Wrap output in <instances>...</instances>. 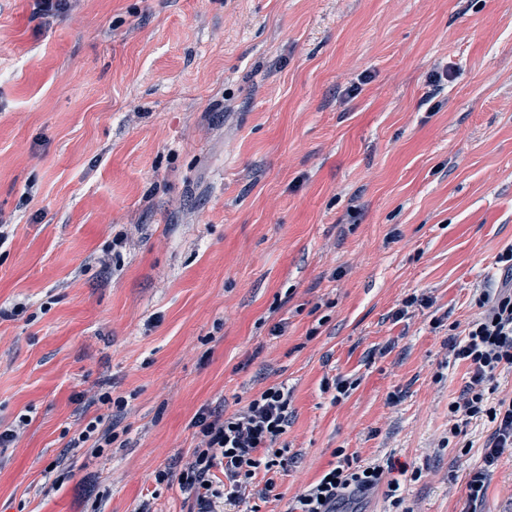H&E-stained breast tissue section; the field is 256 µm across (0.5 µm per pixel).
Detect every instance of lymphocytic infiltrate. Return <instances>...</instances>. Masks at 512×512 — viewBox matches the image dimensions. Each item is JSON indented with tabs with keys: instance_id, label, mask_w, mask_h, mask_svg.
Instances as JSON below:
<instances>
[{
	"instance_id": "f902f5d3",
	"label": "lymphocytic infiltrate",
	"mask_w": 512,
	"mask_h": 512,
	"mask_svg": "<svg viewBox=\"0 0 512 512\" xmlns=\"http://www.w3.org/2000/svg\"><path fill=\"white\" fill-rule=\"evenodd\" d=\"M503 277L496 289H482L476 304L480 317L461 333L452 334L448 349L455 362L467 363L469 380L459 398L448 406V435H465L470 424L487 421L493 430L483 444L482 463L467 481V501L476 503L485 495L494 465L512 450V398L490 401V383L496 373L512 368V244L497 256ZM287 385L264 389L247 406L226 416L199 410L191 421L201 437L193 459L178 477L192 502L191 512H217L219 501L236 502L259 471L278 466L285 452L280 440L290 417ZM386 486V497L395 512H411L404 504L399 480H385L379 465H355L343 459L327 470L325 477L300 493L292 512H340L355 505L370 491Z\"/></svg>"
}]
</instances>
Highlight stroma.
<instances>
[{
	"mask_svg": "<svg viewBox=\"0 0 512 512\" xmlns=\"http://www.w3.org/2000/svg\"><path fill=\"white\" fill-rule=\"evenodd\" d=\"M69 2L0 0V512H189L193 416L277 383L276 487L224 512L342 456L464 512L491 426L443 443L448 329L512 244V0ZM93 419L111 447H70Z\"/></svg>",
	"mask_w": 512,
	"mask_h": 512,
	"instance_id": "stroma-1",
	"label": "stroma"
}]
</instances>
